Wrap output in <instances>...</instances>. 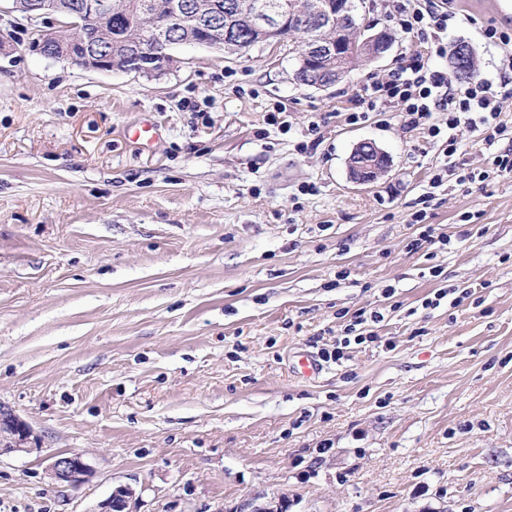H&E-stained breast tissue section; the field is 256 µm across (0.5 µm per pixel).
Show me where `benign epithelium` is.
I'll list each match as a JSON object with an SVG mask.
<instances>
[{"mask_svg": "<svg viewBox=\"0 0 512 512\" xmlns=\"http://www.w3.org/2000/svg\"><path fill=\"white\" fill-rule=\"evenodd\" d=\"M11 11L18 12L34 22L46 15L57 17L58 26L50 35L36 43V50L54 60H65L88 70H122L153 75L167 70L175 62L171 54L178 45L238 50L242 54L255 45L250 41L242 46L231 37L230 29L211 22L203 26L193 23L188 32L176 38L170 32L167 16L150 8L142 0H130L120 8L112 0H81L76 17L60 14L50 0H10ZM350 4L342 0H249L243 14L253 36L263 44L281 42L292 35L294 29L307 23L311 36L298 50L302 67L316 72L326 67L336 68L334 83L345 80L360 61H375L385 57L391 49L390 38L374 25L359 20L345 22ZM134 11L151 18L148 34L129 44L130 62L118 66L112 52L99 42V33L83 27L80 19L89 17L100 24L109 21L126 23L128 13ZM455 73H472L476 69L475 56L469 45L462 43L451 58ZM389 158L373 140L356 144L348 158L350 179L360 185L373 183L388 169ZM36 437L31 427L12 410L0 405V455L30 454L35 451ZM48 476L60 485L76 489L87 481L89 468L79 453H54L46 457ZM138 496L127 485L116 487L103 501L97 512H137Z\"/></svg>", "mask_w": 512, "mask_h": 512, "instance_id": "benign-epithelium-1", "label": "benign epithelium"}]
</instances>
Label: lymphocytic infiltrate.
I'll list each match as a JSON object with an SVG mask.
<instances>
[{
	"label": "lymphocytic infiltrate",
	"mask_w": 512,
	"mask_h": 512,
	"mask_svg": "<svg viewBox=\"0 0 512 512\" xmlns=\"http://www.w3.org/2000/svg\"><path fill=\"white\" fill-rule=\"evenodd\" d=\"M388 16L397 29L405 35L417 37L429 47L428 52H413L401 62L389 77L363 84L360 91L348 101V119L358 123L370 113L383 112L393 107L404 127L420 130L430 138H444L445 158H452L458 151L454 131L467 125L477 132L480 142L490 150L493 170L512 171V149L498 150L505 129L499 121L507 101L512 100V27L488 25L484 37L489 45L498 47L502 55L497 75L488 78L476 76L466 83L453 80L447 72L435 69L432 56L448 52V23L451 16L435 0H419L407 4L406 0H388ZM446 113L445 122H436L438 113ZM380 312L355 313L345 328V335L337 339L333 349H320L323 362H338L344 357L351 343L376 342L373 324L381 322Z\"/></svg>",
	"instance_id": "f902f5d3"
}]
</instances>
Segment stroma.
I'll list each match as a JSON object with an SVG mask.
<instances>
[{"label":"stroma","instance_id":"1","mask_svg":"<svg viewBox=\"0 0 512 512\" xmlns=\"http://www.w3.org/2000/svg\"><path fill=\"white\" fill-rule=\"evenodd\" d=\"M384 5L362 12L389 53L325 90L288 41L99 72L33 49L51 19L0 14V405L39 446L0 456V512H96L124 484L138 512H512V173L435 188L444 141L349 123L421 47ZM448 8L494 76L495 15ZM364 139L391 169L358 186ZM421 209L448 245L411 250ZM441 288L464 301L430 306ZM375 310L378 342L298 374ZM64 452L79 488L45 472ZM45 461L48 476L63 487L76 489L87 481L89 468L79 453H54Z\"/></svg>","mask_w":512,"mask_h":512}]
</instances>
